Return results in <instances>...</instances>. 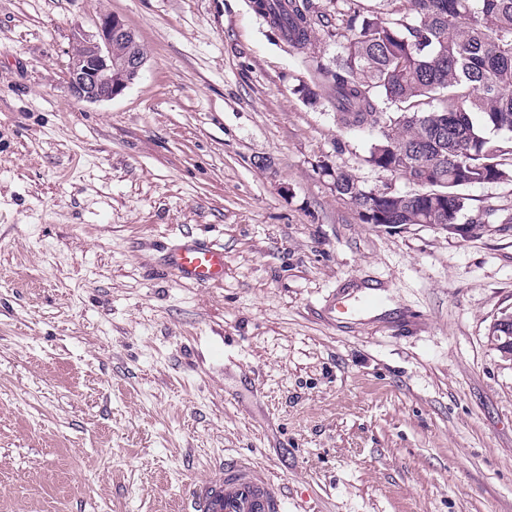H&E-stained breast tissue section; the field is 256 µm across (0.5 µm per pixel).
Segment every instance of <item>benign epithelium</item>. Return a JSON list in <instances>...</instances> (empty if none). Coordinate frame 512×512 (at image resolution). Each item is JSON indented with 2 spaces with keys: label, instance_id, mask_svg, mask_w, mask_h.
<instances>
[{
  "label": "benign epithelium",
  "instance_id": "obj_1",
  "mask_svg": "<svg viewBox=\"0 0 512 512\" xmlns=\"http://www.w3.org/2000/svg\"><path fill=\"white\" fill-rule=\"evenodd\" d=\"M115 41L125 43L124 53H112ZM77 42L66 80L71 95L78 100L114 98L132 84L144 64L135 34L121 17L110 12L99 15L95 31H79Z\"/></svg>",
  "mask_w": 512,
  "mask_h": 512
}]
</instances>
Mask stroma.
I'll list each match as a JSON object with an SVG mask.
<instances>
[{
    "mask_svg": "<svg viewBox=\"0 0 512 512\" xmlns=\"http://www.w3.org/2000/svg\"><path fill=\"white\" fill-rule=\"evenodd\" d=\"M122 17L139 77L71 96L77 30ZM252 0H0V512H185L244 456L288 512H512V182L466 234L362 223L318 162L366 161ZM224 251L203 284L175 248ZM387 312L342 321L341 293ZM489 335L495 336L496 346L508 357H512V318L500 317L495 320L490 328ZM501 336H504V341Z\"/></svg>",
    "mask_w": 512,
    "mask_h": 512,
    "instance_id": "stroma-1",
    "label": "stroma"
}]
</instances>
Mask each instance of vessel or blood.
<instances>
[{"label":"vessel or blood","instance_id":"1","mask_svg":"<svg viewBox=\"0 0 512 512\" xmlns=\"http://www.w3.org/2000/svg\"><path fill=\"white\" fill-rule=\"evenodd\" d=\"M171 267L200 283L224 277V252L206 244L190 243L174 250ZM193 512H287L281 485L248 460L232 458L193 491Z\"/></svg>","mask_w":512,"mask_h":512}]
</instances>
